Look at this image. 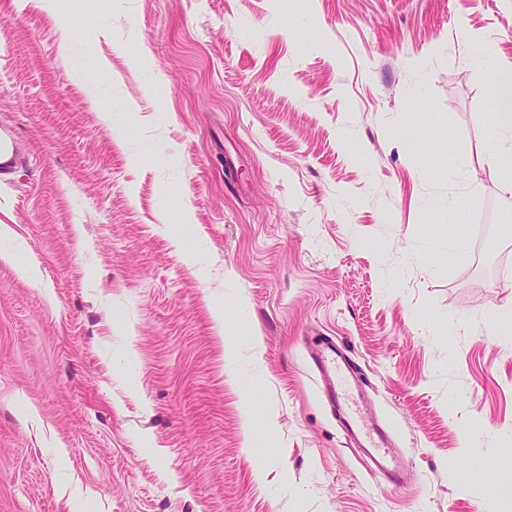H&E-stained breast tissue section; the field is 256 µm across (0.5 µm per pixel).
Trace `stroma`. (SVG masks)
I'll use <instances>...</instances> for the list:
<instances>
[{"label": "stroma", "mask_w": 512, "mask_h": 512, "mask_svg": "<svg viewBox=\"0 0 512 512\" xmlns=\"http://www.w3.org/2000/svg\"><path fill=\"white\" fill-rule=\"evenodd\" d=\"M507 63L512 0H0V512H512ZM493 78L494 105L497 112L495 136L489 147L490 160L499 166L507 179V188L512 186V65L495 69ZM314 362L326 382L327 397L331 406L334 409L337 408L339 413L342 412L347 431L351 435L357 436L358 423L352 415L346 412L344 406L353 414H355V411L341 401L337 392L338 383L341 380H348V375L353 371L352 360L345 352L338 350L334 342H326L317 351ZM361 432L368 445H362V448H364L363 456L370 470L374 474L394 480L396 467L393 466L392 460L385 450L387 438L384 431L371 424L363 426Z\"/></svg>", "instance_id": "obj_1"}]
</instances>
